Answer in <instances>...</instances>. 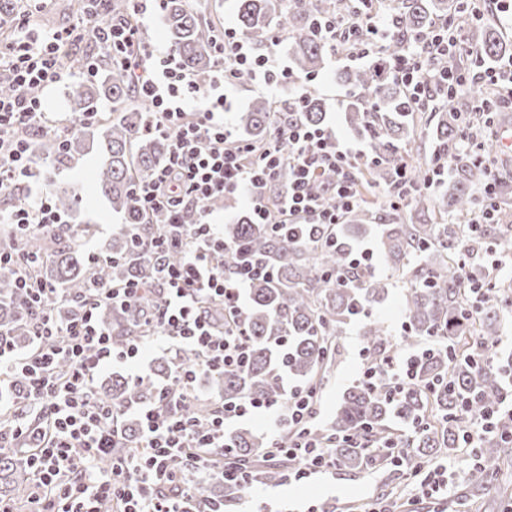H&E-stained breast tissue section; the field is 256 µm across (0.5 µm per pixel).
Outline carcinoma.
<instances>
[{
    "instance_id": "1",
    "label": "carcinoma",
    "mask_w": 512,
    "mask_h": 512,
    "mask_svg": "<svg viewBox=\"0 0 512 512\" xmlns=\"http://www.w3.org/2000/svg\"><path fill=\"white\" fill-rule=\"evenodd\" d=\"M163 28L170 46L182 65L204 83L214 65L212 44L215 28L202 21L201 10L189 0H164ZM343 0H237V31L242 39L263 41L271 29L281 31L292 43V65L303 77L319 73L328 53L313 29L331 19ZM360 9L378 6L390 11L393 37L385 55L368 64L348 69L340 79L349 89L341 112L346 123L365 143L368 166L362 170L361 187L388 183L394 167L406 166L410 179L424 184L432 157L412 158L404 145L414 138L423 116L408 93L383 77L385 56L397 55L404 43L426 32L442 16L468 11L461 0H395L393 3H354ZM474 55L456 61L463 70L477 69L506 56L512 45L501 38L495 22L478 17L468 23ZM98 68L97 77L71 90L68 105L74 113L93 112L106 99L114 112L61 141L50 132L28 139L31 155L46 168L72 165L84 156L85 143L97 145L104 155L97 168L91 193L105 198L126 223L112 228L100 246L102 263L92 271L83 241L95 233L93 225L62 224L47 235L21 237L11 226L0 227V246L5 251L18 247L35 260V276L53 291L43 295L39 305L58 316L70 318L80 312L84 297L96 288L136 279L143 292L131 306L102 305L97 320L112 333V345L123 350L141 338V322L155 313L161 285L154 278L155 260L132 246V235H151L153 224L136 225L139 207L134 184L148 177L166 159L169 143L144 130L146 106L137 98L125 74L113 66L103 50L94 58L75 52L64 60L70 70ZM437 122L430 134L433 152L443 155L463 149L459 140V118L446 87L436 90ZM378 111L366 112L369 101ZM302 120L326 125L325 102L309 91ZM237 125L244 139L255 145L267 142L280 123L275 99L254 98L238 113ZM334 174L319 175L312 191L325 204H334L330 192ZM484 166L460 161L438 196L415 193L409 211H396L388 223L376 224L373 207L362 202L349 213L348 223L336 230V243L322 224H302L290 232L265 224L249 223L240 212L234 223L224 225V240L242 243L252 255L267 264L270 274L253 281L245 290L239 320L248 333L251 350L248 366L239 371L210 374L206 379L224 402L249 398L285 401L288 381L321 389L337 361V343L347 325L368 305L388 295V282L372 272L358 271L337 281L356 241L373 237L383 262L395 273L405 275L410 287L404 295L408 335L414 342L435 337L439 344L430 353L413 355L412 379L360 380L342 396L334 420L322 428H311L313 437L330 447L336 469L369 471L388 466L383 445L396 440L411 448L415 457L428 462L456 455L463 443L461 407L471 405L475 415L498 404L512 379V357L493 356L503 333L501 314L512 305V288L495 284V290L476 300L464 291L459 265L466 264L475 281L481 276V254L491 248L497 254H512V224L504 223L499 212L497 224H467L476 204L475 191L486 185ZM58 208L67 213L79 201L73 190L56 188ZM15 268L0 266V328L18 347L32 344V330L23 317L30 305L28 295L14 287ZM360 336L366 348L365 367L379 368L393 356L386 329L381 322H361ZM197 362L184 350L165 358L152 375L135 380L115 376L95 387V396L112 400L120 409L162 405V387L172 382L176 370L190 369ZM28 385V376L18 367L9 372L5 393L17 396ZM39 443L28 433L21 448L0 447V496L4 502L22 500L31 492L30 468L23 462L26 449ZM481 467L468 470L463 493L481 495L491 478L512 461V418L501 421L496 433L480 447L471 449ZM224 457L236 469L249 474L238 484L208 475L189 483L196 505L222 503L230 509L250 497L261 484L275 486L284 481L299 460L272 448V441L249 431H235L224 439Z\"/></svg>"
}]
</instances>
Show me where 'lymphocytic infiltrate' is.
<instances>
[{
  "mask_svg": "<svg viewBox=\"0 0 512 512\" xmlns=\"http://www.w3.org/2000/svg\"><path fill=\"white\" fill-rule=\"evenodd\" d=\"M162 7L163 0H134L131 18L116 20L110 0H89L77 25L41 35L34 31L33 10L27 9L17 15L12 36L0 41V68L11 71L14 84L11 94H0V195L10 196L18 189L24 193L11 209L0 211V224L35 235L66 221L53 202L45 174L32 165L27 141L16 130L39 128L45 116L44 90L68 78L59 65L60 56L89 40L111 51L114 64L126 72L148 107L147 131L170 143L165 163L135 184L141 221L156 230L147 238L134 236L133 241L158 255L172 249L184 254L182 265L162 266L156 272L163 298L155 321L145 329L146 342L114 351L110 333L96 319L102 304L138 299L140 285L135 281L96 289L84 299L81 313L65 323L36 309L34 352L19 351L0 338V370L20 366L31 377L27 394L11 410L8 428L0 429V441L8 435H27L32 418L41 421V441L30 456L36 477L31 500L38 503V512H101L106 500L111 501L112 512H197L186 493L166 488L176 477L172 461L178 454L191 452L192 469L208 472L224 457L227 423L265 413L278 430L301 424L315 413V390L294 389L280 403L219 404L203 429L183 415V408L196 398L200 375L246 368L249 343L237 313L244 289L267 274L259 259L225 241L208 203L217 196L231 197L244 204L252 223L274 227L342 224L360 201L355 178L364 153L340 143L331 128H314L296 119L307 82L278 65L272 49L282 41L279 34L268 33L269 50L258 54L251 43L237 37L235 28H225L214 43L213 74L202 83L183 67L172 48L143 43L146 19ZM390 34L384 17L356 8L317 31L330 50L347 42L351 61L371 59ZM463 48L462 25L445 18L388 61L387 78L402 85L424 111L435 106L433 88L442 83L450 97L471 96V112H512V89L492 102L473 93L475 87L498 84L504 70L512 69V59L465 76L452 64ZM244 79L281 96L278 106L284 121L260 148L236 136L228 120V94ZM188 102L193 111L185 110ZM284 142L289 145L285 151L280 148ZM457 162L451 154L434 157L431 176L421 187L435 188ZM284 166L292 170L293 179L280 191L277 173ZM326 171L336 174L332 206L309 191L312 181ZM421 187L400 168L385 196L392 208L400 209ZM188 210L195 213V223H184ZM229 253L235 262L228 269L224 257ZM204 299L222 303L223 329H215L205 316L200 305ZM58 335L65 339L62 346H46L47 338ZM149 343L162 344L169 353L192 351L198 362L177 373L175 386L162 393V407L135 409L140 452L116 458L112 451L125 437L126 413L94 397L95 377L105 368L127 364ZM390 453L397 464H408L418 493L447 494V465L424 469L408 463L405 449L398 445Z\"/></svg>",
  "mask_w": 512,
  "mask_h": 512,
  "instance_id": "f902f5d3",
  "label": "lymphocytic infiltrate"
}]
</instances>
